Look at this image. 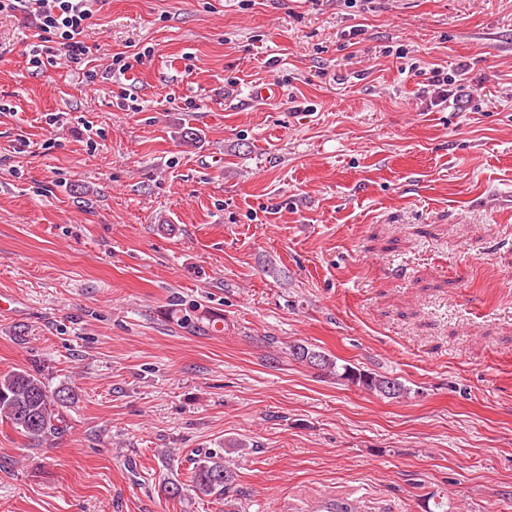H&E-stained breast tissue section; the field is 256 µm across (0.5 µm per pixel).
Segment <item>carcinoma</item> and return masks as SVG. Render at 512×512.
Wrapping results in <instances>:
<instances>
[{
	"label": "carcinoma",
	"instance_id": "cac0c4a2",
	"mask_svg": "<svg viewBox=\"0 0 512 512\" xmlns=\"http://www.w3.org/2000/svg\"><path fill=\"white\" fill-rule=\"evenodd\" d=\"M165 316L193 335H206L224 321L223 316L201 304L176 296L171 299ZM288 356L383 398L400 399L409 394V388L397 378L367 374L351 365L339 364L328 354L302 343L288 346ZM78 400V393L70 386L47 385L37 367L0 373V419L10 424L33 449L50 446L70 432L65 408ZM189 482L198 494L224 498V512H240L236 497L231 495L234 472L224 465V456L213 451L199 453Z\"/></svg>",
	"mask_w": 512,
	"mask_h": 512
}]
</instances>
